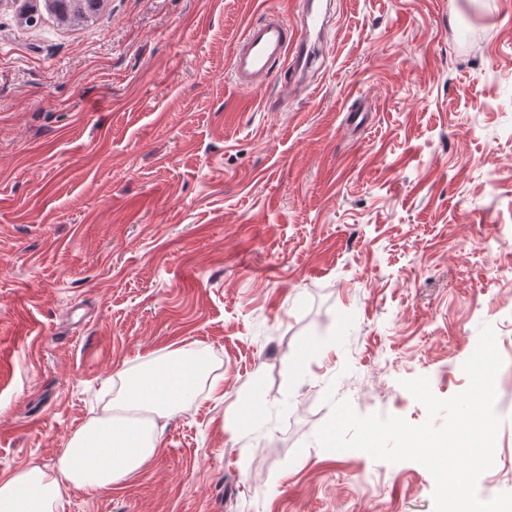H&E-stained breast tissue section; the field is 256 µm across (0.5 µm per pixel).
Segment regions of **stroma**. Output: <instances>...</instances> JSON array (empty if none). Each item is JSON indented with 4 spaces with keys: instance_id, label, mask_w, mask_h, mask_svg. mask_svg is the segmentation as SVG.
<instances>
[{
    "instance_id": "1",
    "label": "stroma",
    "mask_w": 512,
    "mask_h": 512,
    "mask_svg": "<svg viewBox=\"0 0 512 512\" xmlns=\"http://www.w3.org/2000/svg\"><path fill=\"white\" fill-rule=\"evenodd\" d=\"M21 2L0 0V473L54 465L120 376L190 346L219 390L65 512H434L421 464L316 441L325 397L422 424L403 380L465 390L488 324L503 423L478 494L512 492V0H334L300 92L230 77L284 0L37 28Z\"/></svg>"
}]
</instances>
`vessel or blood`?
<instances>
[{"mask_svg": "<svg viewBox=\"0 0 512 512\" xmlns=\"http://www.w3.org/2000/svg\"><path fill=\"white\" fill-rule=\"evenodd\" d=\"M325 0H290L287 10H273L258 23L248 24L238 38L231 76L236 86L250 91L268 82L279 65H286L291 80L306 77L314 69L315 45L328 25ZM301 13V25L288 17Z\"/></svg>", "mask_w": 512, "mask_h": 512, "instance_id": "1", "label": "vessel or blood"}]
</instances>
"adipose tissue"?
Instances as JSON below:
<instances>
[{"label": "adipose tissue", "instance_id": "obj_1", "mask_svg": "<svg viewBox=\"0 0 512 512\" xmlns=\"http://www.w3.org/2000/svg\"><path fill=\"white\" fill-rule=\"evenodd\" d=\"M209 376L207 357L181 348L129 374L121 415L104 410L69 438L56 465L0 475V512H59L69 491L97 493L124 482L157 449L156 420L187 408Z\"/></svg>", "mask_w": 512, "mask_h": 512}]
</instances>
